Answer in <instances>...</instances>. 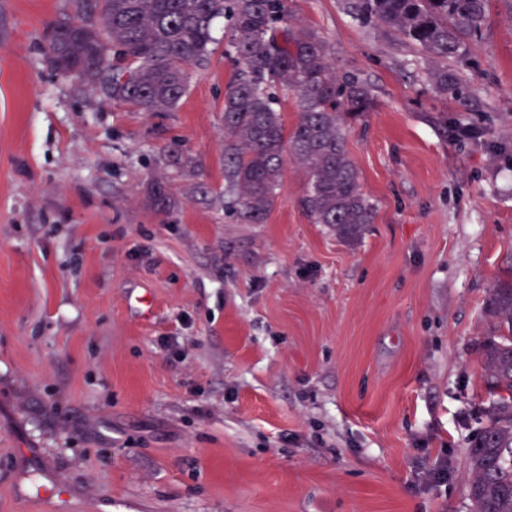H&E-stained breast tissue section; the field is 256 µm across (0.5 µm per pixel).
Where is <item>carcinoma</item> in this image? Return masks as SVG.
Instances as JSON below:
<instances>
[{"mask_svg":"<svg viewBox=\"0 0 512 512\" xmlns=\"http://www.w3.org/2000/svg\"><path fill=\"white\" fill-rule=\"evenodd\" d=\"M490 0H340L343 11L410 47L427 65L434 93L469 104L473 90L448 63L467 58L482 38ZM227 21L226 54L239 66L224 93V181L249 224H261L281 185L284 153L309 178L303 199L315 224L353 246L373 223L374 206L346 148L345 122L373 111L369 83L337 73L327 42L291 23L288 0H78L55 23L48 49L57 70L117 106L170 112L186 92L187 68L203 61L214 21ZM297 97L287 130L274 90ZM481 341L486 382L496 396L488 424L466 451L472 512H512V282L489 289Z\"/></svg>","mask_w":512,"mask_h":512,"instance_id":"obj_1","label":"carcinoma"}]
</instances>
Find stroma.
Returning <instances> with one entry per match:
<instances>
[{
	"label": "stroma",
	"instance_id": "1",
	"mask_svg": "<svg viewBox=\"0 0 512 512\" xmlns=\"http://www.w3.org/2000/svg\"><path fill=\"white\" fill-rule=\"evenodd\" d=\"M288 5L377 99L345 125L375 205L353 246L289 158L264 223L230 207L223 20L178 107L136 112L54 70L75 0H0V512H471L483 307L512 281V16L494 0L458 64L465 108L338 0Z\"/></svg>",
	"mask_w": 512,
	"mask_h": 512
}]
</instances>
